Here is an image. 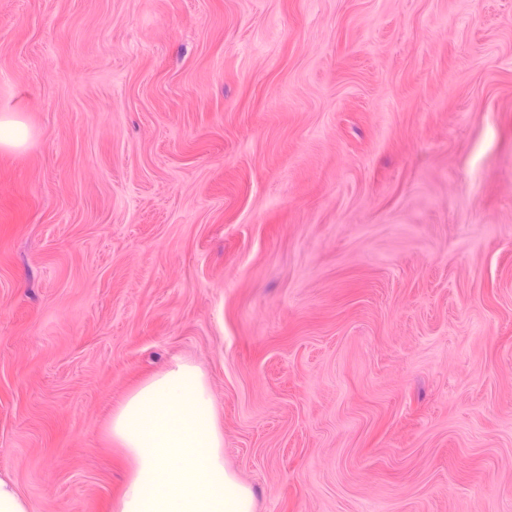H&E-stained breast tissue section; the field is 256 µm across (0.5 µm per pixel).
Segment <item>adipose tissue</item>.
I'll list each match as a JSON object with an SVG mask.
<instances>
[{"mask_svg": "<svg viewBox=\"0 0 512 512\" xmlns=\"http://www.w3.org/2000/svg\"><path fill=\"white\" fill-rule=\"evenodd\" d=\"M131 475L115 512H254L252 492L224 464V436L203 373L179 361L112 415Z\"/></svg>", "mask_w": 512, "mask_h": 512, "instance_id": "obj_1", "label": "adipose tissue"}]
</instances>
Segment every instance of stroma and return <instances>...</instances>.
I'll return each instance as SVG.
<instances>
[{
  "label": "stroma",
  "mask_w": 512,
  "mask_h": 512,
  "mask_svg": "<svg viewBox=\"0 0 512 512\" xmlns=\"http://www.w3.org/2000/svg\"><path fill=\"white\" fill-rule=\"evenodd\" d=\"M0 476L113 512L205 375L255 512H512V0H0ZM28 136L27 127L20 121L6 116L0 117V148H17Z\"/></svg>",
  "instance_id": "1"
}]
</instances>
